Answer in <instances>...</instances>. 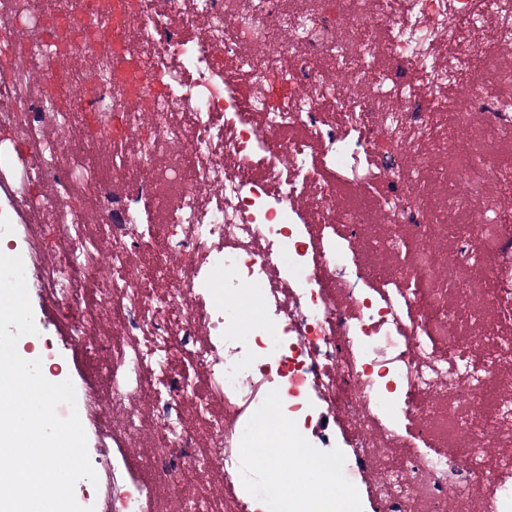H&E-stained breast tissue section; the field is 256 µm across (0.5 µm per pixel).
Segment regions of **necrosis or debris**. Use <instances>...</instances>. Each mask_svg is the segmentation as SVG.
<instances>
[{
  "instance_id": "1",
  "label": "necrosis or debris",
  "mask_w": 512,
  "mask_h": 512,
  "mask_svg": "<svg viewBox=\"0 0 512 512\" xmlns=\"http://www.w3.org/2000/svg\"><path fill=\"white\" fill-rule=\"evenodd\" d=\"M58 10L57 0H0V42L25 31L28 65L0 84V127L38 140L27 154L0 153V187L80 180L61 156L114 142L112 168L132 192L94 226L55 200L30 202L31 232L53 226L62 246L49 260L32 250L29 265L38 293L75 311L68 342L101 359L82 416L114 432L96 412L103 397L128 428L147 429L150 483L167 512H265L241 483L243 450L310 452L308 419L336 413L354 438L356 467L380 476L368 488L376 512H448L452 485L461 512H512V400L455 421L464 445L455 456L416 441L436 403L480 406L487 380L512 362V338L499 333L512 327V212L498 206L512 191V166L486 153L454 171L467 193L448 205L471 209L473 220L449 262L468 267L475 287L449 280L428 249L438 232L428 208L434 152L456 151L477 116L490 138L512 135L498 90L470 68L512 54V0L345 4L331 21L284 0H234L229 11L224 0H137L125 36L163 80L160 96L148 80L125 90L95 0H69L68 10L81 49L98 60L96 80L60 78L43 35ZM245 32L261 55L241 54ZM381 55L388 88L364 91ZM285 71L286 88L256 95L263 77ZM452 83L461 94L450 102ZM75 95L94 114L93 138L70 133L79 110L60 103ZM168 143L197 158L193 171L158 167ZM322 167L333 179L318 178ZM158 171L175 196L153 224ZM347 178L358 187L376 179L391 236L407 246L391 276L376 278L352 247L366 213L338 210L336 184ZM300 199L316 227L304 224ZM488 224L501 229L491 253ZM186 255L187 272L173 262ZM104 263L98 286L117 328L95 338L87 278ZM232 288L255 294L256 325L237 319ZM485 309L493 319L484 332L449 338L450 323ZM490 442L501 454L488 457ZM93 469L95 512H142L117 464L101 458Z\"/></svg>"
}]
</instances>
